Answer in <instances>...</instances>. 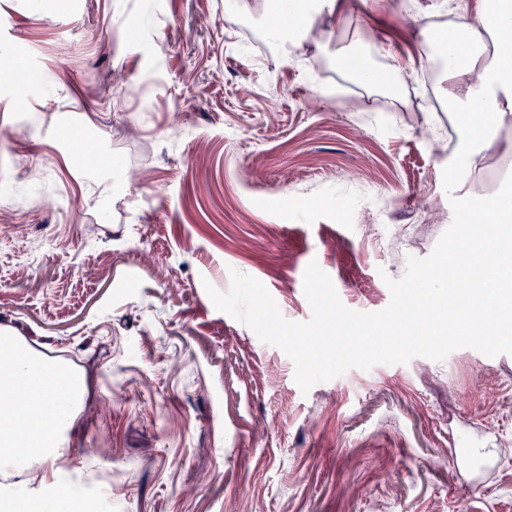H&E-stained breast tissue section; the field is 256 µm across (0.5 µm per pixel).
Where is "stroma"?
<instances>
[{"label":"stroma","instance_id":"stroma-1","mask_svg":"<svg viewBox=\"0 0 512 512\" xmlns=\"http://www.w3.org/2000/svg\"><path fill=\"white\" fill-rule=\"evenodd\" d=\"M402 2L343 0L296 66L267 11L231 0H0V71L36 60L27 106L0 80V328L88 386L31 491L110 483L118 512H512V354L352 367L304 392L290 357L208 295L238 271L305 322L314 261L347 308L382 311L387 279L452 224L451 196L490 195L480 171L447 195L429 140L447 113L391 93L423 90L437 0ZM346 45L402 76L363 90L331 62ZM453 435L496 463L481 488L449 470Z\"/></svg>","mask_w":512,"mask_h":512}]
</instances>
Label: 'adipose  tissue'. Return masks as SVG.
<instances>
[{
  "instance_id": "1",
  "label": "adipose tissue",
  "mask_w": 512,
  "mask_h": 512,
  "mask_svg": "<svg viewBox=\"0 0 512 512\" xmlns=\"http://www.w3.org/2000/svg\"><path fill=\"white\" fill-rule=\"evenodd\" d=\"M437 77V93L457 121H464L477 104L491 117L482 131H464L454 159L457 168L475 172L487 155L501 149L498 131L512 122V0H481L475 11L451 26ZM449 81L456 82L454 91H447Z\"/></svg>"
}]
</instances>
